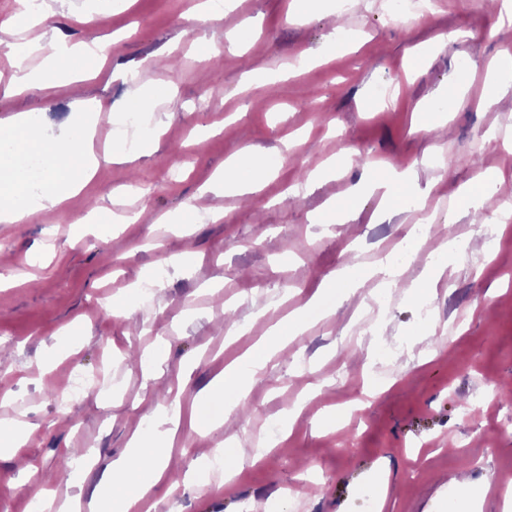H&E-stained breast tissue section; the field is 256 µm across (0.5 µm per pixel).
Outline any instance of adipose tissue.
I'll use <instances>...</instances> for the list:
<instances>
[{"mask_svg": "<svg viewBox=\"0 0 512 512\" xmlns=\"http://www.w3.org/2000/svg\"><path fill=\"white\" fill-rule=\"evenodd\" d=\"M9 48L17 57L39 59L37 65L18 67L13 87L20 92L83 81L95 72L105 44L97 38L73 44L66 38L54 36L43 43L16 40ZM94 134V126L80 124L66 137L51 139L40 121L27 113L0 122V142L5 145L0 152V223L25 222L36 212L62 207L79 194L99 164L93 150ZM31 150L43 161V176L37 184L26 177L23 166V158ZM267 171V157L263 153L255 152L241 159L233 157L225 161L223 172L211 179L209 188L218 197L248 195ZM409 189V169L391 165L375 179L353 186L350 196L356 199L380 194L386 212L392 213L397 201L407 195ZM318 302L315 296L308 299L272 327L267 337L225 366L223 373L197 394L195 407H203L230 389L246 393L252 379L267 368L273 352L288 337L301 333L310 309ZM179 424V406L155 412L149 431L131 436L126 452L107 466L89 499L73 496L58 512H139L158 484L177 486L179 479L170 467V459Z\"/></svg>", "mask_w": 512, "mask_h": 512, "instance_id": "ef3b65f1", "label": "adipose tissue"}]
</instances>
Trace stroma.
Masks as SVG:
<instances>
[{"label":"stroma","instance_id":"stroma-1","mask_svg":"<svg viewBox=\"0 0 512 512\" xmlns=\"http://www.w3.org/2000/svg\"><path fill=\"white\" fill-rule=\"evenodd\" d=\"M199 0H42L49 12L43 38L70 41L95 32L110 41L100 73L50 91L10 93L15 61L9 33L0 32V121L21 111L41 117L48 135L66 132L78 115L80 92L109 118L95 136L101 161L90 184L62 208L28 222L0 223V421L18 420L29 433L16 454L0 456V505L31 512L35 480H48L57 501L91 496L103 469L126 451L131 434L163 404L167 386L185 380L173 450L179 475L194 483L160 486L148 512H464L457 492L470 486L482 512H504L512 478V229L489 234L487 211L457 206L464 183L491 169L512 167V80L492 110L504 124L490 129L483 104L489 68L512 56V27L501 24L493 0H437L420 18H392L377 0H323L320 11L293 23V0H233L222 17L200 23ZM100 14L94 29L84 17ZM340 24L351 36L331 45ZM206 35L214 60L194 40ZM278 85L262 82L266 72ZM466 92L447 112V127L424 135L416 111L443 105L450 74ZM169 86L170 101L147 111L157 137L134 161H106L124 127L122 105L135 87ZM390 98L377 104L379 89ZM278 158L249 201L215 200L205 187L238 151ZM465 165H458V158ZM335 161L336 172L303 195L289 196L308 165ZM410 166L417 185L396 213L380 212L379 197L358 202L349 223L325 233L314 216L337 186L356 183L373 162ZM138 192H129V185ZM222 203L224 218L207 214ZM192 207L195 220L174 232L164 218ZM142 212L101 238L88 225L102 210ZM429 237L469 244L433 288L387 293L382 337H354L353 327L374 298L375 281L354 292L323 291L324 279L349 265L365 269L404 248L411 225ZM190 251L188 268L162 269L164 257ZM148 278L150 297L131 314L112 315L108 301ZM332 316L310 315L289 337L249 394L227 391L200 414L195 395L233 358L315 292ZM435 312L421 316L423 304ZM250 320L236 341L225 338L226 311ZM80 322L86 336L68 327ZM403 347L380 361V341ZM164 349L165 375L145 383L131 351ZM389 380L373 397L362 389L376 366ZM107 371L111 390L90 389L61 404L76 372ZM222 428L206 431L210 418ZM278 424L277 445L265 444ZM230 446L226 471H212L207 451ZM93 449L82 487L61 457ZM36 474L27 480L26 471ZM388 482L386 503L373 487Z\"/></svg>","mask_w":512,"mask_h":512}]
</instances>
